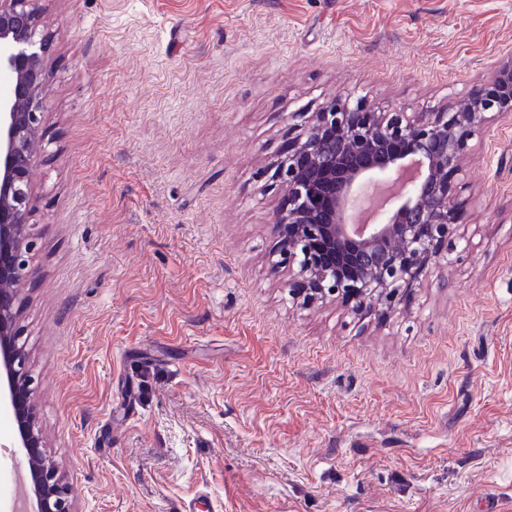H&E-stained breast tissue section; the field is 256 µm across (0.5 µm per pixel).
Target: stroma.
<instances>
[{
    "instance_id": "35a3bbf8",
    "label": "stroma",
    "mask_w": 512,
    "mask_h": 512,
    "mask_svg": "<svg viewBox=\"0 0 512 512\" xmlns=\"http://www.w3.org/2000/svg\"><path fill=\"white\" fill-rule=\"evenodd\" d=\"M51 39L17 329L75 512H512V114L447 259L387 314L293 300L265 172L298 112H439L512 0H38ZM16 422L0 407V512Z\"/></svg>"
}]
</instances>
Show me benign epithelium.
I'll return each mask as SVG.
<instances>
[{"label":"benign epithelium","mask_w":512,"mask_h":512,"mask_svg":"<svg viewBox=\"0 0 512 512\" xmlns=\"http://www.w3.org/2000/svg\"><path fill=\"white\" fill-rule=\"evenodd\" d=\"M36 0H0V403H10L16 444L38 448L29 408L17 404L26 360L16 348L17 288L34 248L30 175L42 120L48 40L36 39ZM512 112V61L456 111L376 112L362 99L333 101L301 125L272 164L284 191L271 224L277 266L296 270L289 294L339 298L359 313L409 297L448 251L460 211L450 204L458 160L493 117ZM37 512H74L53 463L32 465Z\"/></svg>","instance_id":"1"}]
</instances>
